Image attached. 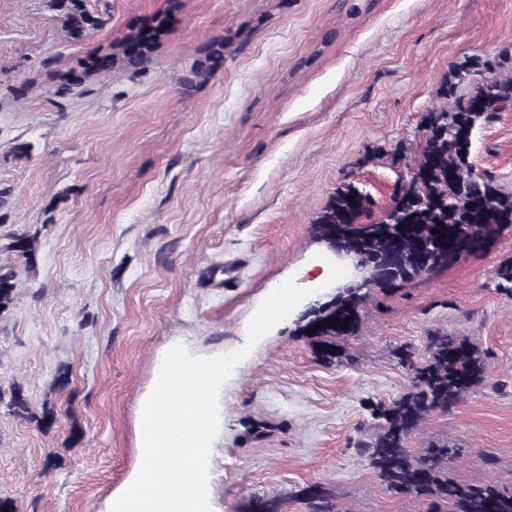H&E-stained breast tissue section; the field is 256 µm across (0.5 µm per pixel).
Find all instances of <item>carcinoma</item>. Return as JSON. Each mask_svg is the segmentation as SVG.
I'll list each match as a JSON object with an SVG mask.
<instances>
[{"label": "carcinoma", "instance_id": "cac0c4a2", "mask_svg": "<svg viewBox=\"0 0 512 512\" xmlns=\"http://www.w3.org/2000/svg\"><path fill=\"white\" fill-rule=\"evenodd\" d=\"M54 2L62 11L63 27L72 40L83 38L100 24L83 0ZM166 26V19L156 17L130 28L117 51L90 58L88 68L108 72L117 65L141 62L153 53ZM484 70H490V63L476 56L455 62L438 89L446 105L431 109L421 120L423 134L413 174L399 177L396 196L381 215L374 216L365 188L345 183L336 188L315 220L322 238H336L364 262L403 251L404 282L457 264L455 250L461 245L472 247L477 255L494 244L504 227L512 224V193L503 192L491 178L474 175L472 146L476 132L512 105V76H484ZM472 75L478 79L469 83L467 91H460V85ZM441 238L448 246L424 251V244ZM10 249L28 258L35 251L34 239L13 235ZM15 288L14 270L0 267V310L12 304ZM367 297L358 291L338 297L317 311L307 325L310 329L323 323L313 338L326 363L340 359L336 340L356 335ZM329 318L339 322L331 326L325 323ZM398 356L412 371L411 390L387 404L375 405L376 433L358 443L382 485L395 495L429 501L435 512H512V492L450 477L448 444L419 452L409 447L412 434L426 415L451 410L468 390L484 381L486 369L478 351L464 340L435 332L428 338L423 361L414 362L412 351L406 347ZM9 407L40 424L53 422V415L46 411L36 417L19 386L12 388ZM302 496L309 512H331L329 495L322 487L310 485Z\"/></svg>", "mask_w": 512, "mask_h": 512}]
</instances>
